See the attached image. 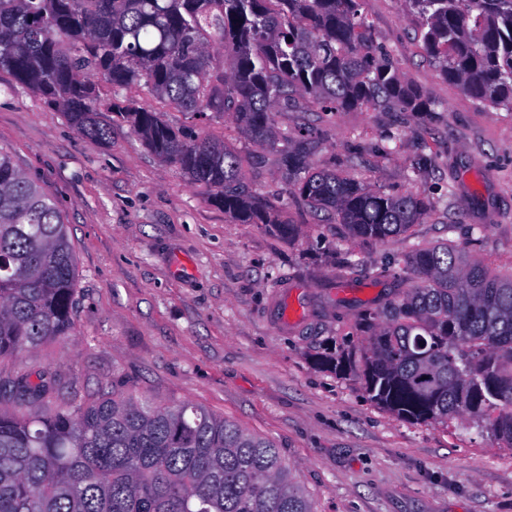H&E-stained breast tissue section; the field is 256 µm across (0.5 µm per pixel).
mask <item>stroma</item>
I'll use <instances>...</instances> for the list:
<instances>
[{
    "label": "stroma",
    "instance_id": "obj_1",
    "mask_svg": "<svg viewBox=\"0 0 512 512\" xmlns=\"http://www.w3.org/2000/svg\"><path fill=\"white\" fill-rule=\"evenodd\" d=\"M375 37L437 105L436 121L409 119L400 148L389 112L351 110L318 120L280 112L279 127H320L315 167L337 169L387 193L422 191L431 208L409 237L363 244L334 219L299 207L281 177L279 153L249 143L231 116L204 120L164 110L171 125L224 138L244 161L240 178L279 202L298 225L288 241L261 224H239L115 121L112 97L151 103L145 88L112 94L100 84L109 141L78 133L42 98L0 72V148L57 203L77 258L75 328L16 359L21 373L55 381V396L92 402L112 386L167 404L189 399L275 441L318 512H512V447L458 420L410 424L369 402L359 380L316 367L314 354L347 340L326 283L345 253L361 264L371 301L386 293L372 270L408 242L446 240L449 225L487 227L474 253L512 271V112L474 101L423 54L404 0H362ZM428 173L412 178L418 155ZM452 197H445V187ZM287 288L273 289L276 276ZM310 312L289 328L275 316L285 295Z\"/></svg>",
    "mask_w": 512,
    "mask_h": 512
}]
</instances>
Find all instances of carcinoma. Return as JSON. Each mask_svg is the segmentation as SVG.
<instances>
[{
    "instance_id": "1",
    "label": "carcinoma",
    "mask_w": 512,
    "mask_h": 512,
    "mask_svg": "<svg viewBox=\"0 0 512 512\" xmlns=\"http://www.w3.org/2000/svg\"><path fill=\"white\" fill-rule=\"evenodd\" d=\"M362 0H0V70L45 99L79 133L110 138L94 80L132 84L182 112L229 114L251 143L280 149L296 203L336 216L349 238L405 236L431 206L419 192L372 190L312 164L320 139L281 130L276 112L301 97L325 115L368 107L436 111L381 47ZM421 48L477 102L512 112V0H405ZM160 160L240 224L292 240L298 226L238 181L224 141L186 136L151 107L115 101ZM462 243H413L374 277L392 284L375 305L336 300L354 345L314 364L354 376L398 419H464L512 447V272ZM77 259L62 214L0 149V360L71 335ZM347 256L336 287L357 281ZM49 381L22 376L0 392V512H316L270 440L190 401L156 404L117 386L95 402L45 409Z\"/></svg>"
}]
</instances>
